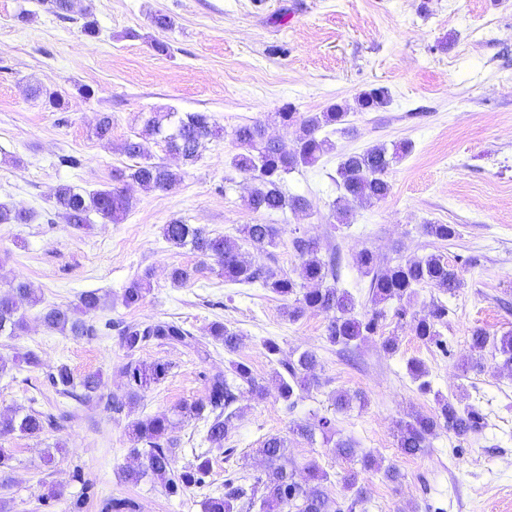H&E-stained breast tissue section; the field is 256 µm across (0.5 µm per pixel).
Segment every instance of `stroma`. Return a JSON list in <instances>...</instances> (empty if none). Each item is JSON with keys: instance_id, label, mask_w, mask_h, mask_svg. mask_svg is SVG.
Segmentation results:
<instances>
[{"instance_id": "1", "label": "stroma", "mask_w": 512, "mask_h": 512, "mask_svg": "<svg viewBox=\"0 0 512 512\" xmlns=\"http://www.w3.org/2000/svg\"><path fill=\"white\" fill-rule=\"evenodd\" d=\"M77 6L81 15L64 20L45 0H0V203L31 215L26 224H0V291L22 282L40 299L26 309L20 336L0 337V358L31 350L42 362L0 375V413L65 416L60 428L40 436L0 441L13 454L10 481L0 486L9 512H70L86 482L92 490L83 512H100L114 498L134 499L141 512H201L206 496L223 491L226 475L263 474L257 450L272 435L287 438L297 466L316 461L329 475L326 492L337 499L349 463L323 438L308 442L292 433L294 424L322 416L334 419L337 438L355 441L378 463L360 480L367 512H512V368L490 349L484 370L467 367L473 330L512 332V0H78ZM159 12L170 17L169 29L153 26ZM87 20L97 35L83 33ZM157 40L169 45L168 54L154 50ZM379 86L389 91L388 105L351 112L332 135L331 153L285 174L284 189L304 200L303 209L260 214L246 207L250 182L232 165L241 151L231 136L236 125L261 121L268 136L289 144L297 128L280 122L284 104L310 115ZM36 87L61 92L63 108L51 107L44 94L32 96ZM169 109L208 113L223 134L192 163L152 145L153 161L181 176L172 190L147 191L128 181L131 207L120 223L93 214L86 224H69L53 205L56 190L112 188L114 171L136 164L121 146L141 132L143 113ZM105 113L112 116L108 141L94 135ZM403 141L412 149L390 168L386 199L355 207L348 223H339L334 202L342 157ZM64 156L75 157L77 166L61 164ZM174 218L231 237L244 224L274 225L278 248H251L247 255L254 265L292 276L300 265L292 238L316 239L322 254L339 256L334 285L355 298L361 313L369 307L370 279L353 263L359 251H372L380 269L443 255L457 267L461 288L452 294L421 288L410 308L422 316L433 302L447 305L440 328L447 347L423 343L390 317L358 349L342 352L325 337V314L288 320L286 300L256 284L227 283L215 261L167 244L162 226ZM426 224L458 225L460 236L435 240L424 234ZM178 266L193 272L186 284L169 278ZM146 273L150 293L125 308L124 288ZM87 290L106 296L90 322L174 320L206 345L208 356L154 342L130 355L115 332L76 340L44 326L43 308L72 303ZM216 321L239 334L234 352L210 336ZM389 336L398 343L392 354L382 348ZM267 338L282 357L310 350L318 358L317 383L294 410L278 396L276 359L262 347ZM131 359L167 363L169 372L120 413L78 405L48 382L64 364L78 376L98 374L102 394L122 396L128 386L121 369ZM232 359L251 367L266 395L240 396L223 448H210L198 419L173 432L178 465L209 451L206 485L169 496L149 481L126 483L122 471L135 463L130 422L202 398L207 377ZM412 359L428 370L432 393L419 390L407 367ZM437 391L478 407L485 428L463 443L442 431L427 453L402 455L397 423L433 410ZM341 392L353 396L343 410L336 407ZM48 451L55 456L49 466ZM391 464L399 481L381 474ZM53 489L59 498H49Z\"/></svg>"}]
</instances>
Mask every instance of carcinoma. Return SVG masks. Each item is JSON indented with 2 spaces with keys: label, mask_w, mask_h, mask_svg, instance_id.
<instances>
[{
  "label": "carcinoma",
  "mask_w": 512,
  "mask_h": 512,
  "mask_svg": "<svg viewBox=\"0 0 512 512\" xmlns=\"http://www.w3.org/2000/svg\"><path fill=\"white\" fill-rule=\"evenodd\" d=\"M388 103V91L374 87L363 91L356 98V106L363 112L380 109ZM278 116L285 125L298 126L294 144L289 146L274 138L265 137L261 122L242 124L232 130V137L243 149L234 156L232 164L252 182L246 199L247 207L257 213H272L302 205L299 197L288 196L282 187V176L300 166H312L320 158L335 149L332 141L320 136L326 126L346 122L348 107L333 104L325 111L300 116L291 104L282 106ZM144 129L141 139L125 141L121 150L131 158H143L145 162L135 166L131 172L115 171L113 179H130L149 191H168L180 179V175L168 166L151 161L149 141L165 144L169 152L183 160L193 162L200 149L219 130L205 112L174 110L152 111L143 117ZM410 151V145L401 143L389 149L377 145L358 154L343 157L337 168L342 194L337 199L335 213L339 220L348 223L352 210L357 205L381 201L390 191L387 174L394 163ZM55 205L66 212L70 223L85 224L90 213L102 220L117 223L124 219L130 209V199L123 189L80 192L63 185L55 194ZM28 215L0 204V224H22ZM426 235L440 241H450L460 235L456 224H425ZM240 238L233 239L216 235L198 224H187L173 219L162 227V236L173 247H191L198 255L214 260L224 272V280L234 284L259 283L273 294L288 300V319L296 321L309 310L326 314V338L348 351L373 336L387 319L385 305L396 301L393 317L399 321L410 320L414 335L425 343L444 347L438 326L446 322L448 307L436 301L422 317L409 312L407 303L417 294V288L428 285L441 292L452 293L462 286L457 267L440 254L408 259L384 271L376 269L374 254L362 250L354 257V264L363 274L371 276V309L363 315L356 313L355 299L346 291L326 286L328 279L336 278L339 258L332 253L327 258L319 257L320 247L310 238L295 237L292 247L301 259L299 279L272 268L254 265L243 251V245L257 250H268L277 246L278 230L271 224H245L239 230ZM150 273L134 279L121 295L124 307L136 308L150 292ZM39 302L24 284L10 287L0 293V336H16L25 327V310ZM103 305V298L96 290L82 292L77 303L70 306H53L42 313L44 324L76 339H92L99 335V328L83 319ZM214 340L224 343V350H236L238 334L222 322L210 327ZM151 341L183 347L199 356L207 354L203 344L182 324L175 321L157 320L148 324L123 322L119 327L120 345L133 353ZM504 357V363L512 364V334L491 337L482 330L470 336L472 352L480 355L487 348ZM281 370L275 372L280 398L287 407L294 408L300 393L313 383L312 372L317 365L314 352L304 350L295 359L280 360ZM129 391L127 399L134 402L139 392L163 380L168 365L161 362L144 364L130 360L122 367ZM51 385L60 393L83 404L97 401L107 410L118 411L123 402L104 399L98 393L99 378L94 374L82 378L74 376L66 365L58 367L49 375ZM248 393L262 398L266 387L257 380L250 366L240 361H229L226 373L214 374L207 379L203 398L180 405L174 416H147L131 421L130 452L137 465L123 470L126 482L137 485L148 479L158 481L165 493L180 495L205 483L212 461L209 453L195 456L193 463L178 468L172 455L174 439L171 433L185 418L201 419L209 423L207 439L218 448L223 447L231 421L235 416L233 406L239 396ZM58 424L52 414L30 411L0 415V439L17 432L38 437L44 430ZM485 425V415L473 405H463L445 397H437V407L431 413L416 412L410 420L399 425L397 448L405 456H419L429 447L430 439L440 430L452 433L464 442L480 432ZM298 436L313 440L316 434L330 441L336 434L334 421L322 416L313 424H298L292 428ZM334 453L341 459L361 465L366 471L374 468L375 458L358 452L349 439L334 443ZM259 453L268 463L265 477L247 484L239 478L224 481V493L208 496L202 503V512H239L252 509L258 512H365L362 487L359 485V470L352 468L343 477L348 495L336 500L324 491L327 473L314 462H308L303 470L306 477H298L297 466L288 460V439L273 435L266 438Z\"/></svg>",
  "instance_id": "cac0c4a2"
}]
</instances>
